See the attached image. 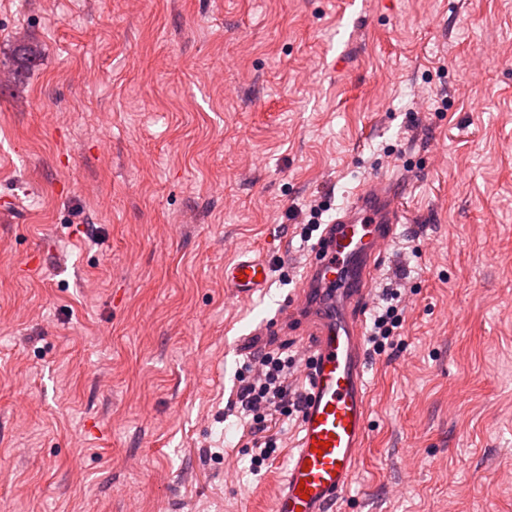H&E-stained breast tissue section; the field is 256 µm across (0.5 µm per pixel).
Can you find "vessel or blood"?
Returning <instances> with one entry per match:
<instances>
[{"mask_svg": "<svg viewBox=\"0 0 512 512\" xmlns=\"http://www.w3.org/2000/svg\"><path fill=\"white\" fill-rule=\"evenodd\" d=\"M403 214L396 181L359 185L325 225L305 261V275L274 326L301 324L308 346V390L300 437L288 455L272 512H336L365 445L370 391L365 381V314L377 273ZM271 267L243 256L224 270L233 297L264 293Z\"/></svg>", "mask_w": 512, "mask_h": 512, "instance_id": "1", "label": "vessel or blood"}]
</instances>
